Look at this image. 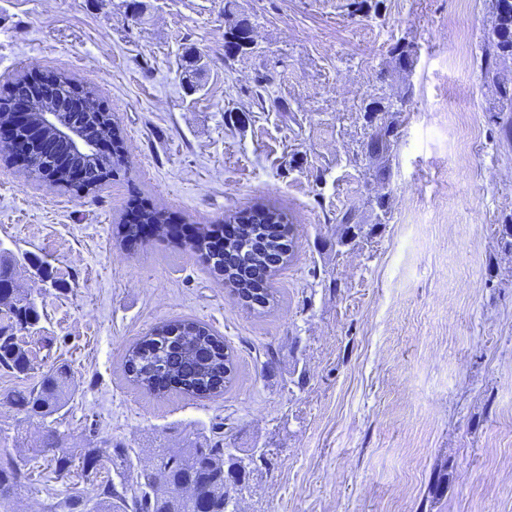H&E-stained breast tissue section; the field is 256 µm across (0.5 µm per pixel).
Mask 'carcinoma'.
<instances>
[{
	"mask_svg": "<svg viewBox=\"0 0 512 512\" xmlns=\"http://www.w3.org/2000/svg\"><path fill=\"white\" fill-rule=\"evenodd\" d=\"M489 2L493 20L482 47V76L485 82L496 87L500 99L511 102V106L499 109L501 116L497 117L496 124L500 135L512 141V88L503 83L499 70L502 61L512 60V0ZM249 32L248 24L235 25L225 41L226 52L231 55L244 51ZM45 78L52 87L49 97L42 96L40 86L24 78L15 82L12 94L32 96L42 110H55L77 98L85 112L84 137L110 138L115 145L111 154L92 161L77 151L61 157H49L35 147L19 159L21 165L33 174L53 178L65 188L66 167L84 163L92 169L87 186L89 191L106 178L126 174L128 160L123 140L112 115L102 107L95 92L76 85L64 73H47ZM378 120L382 121L383 128L372 125L368 133L370 141L381 145V155L376 159L371 177L375 181H388L396 127L392 117L380 116ZM232 222L237 224L235 236L225 238L222 246L215 248L212 241L215 226ZM339 223L343 227L339 239L342 244L355 239L363 231V225L354 222L350 209L342 214ZM144 224L156 225L157 237L161 239L170 235L167 213L155 206L142 210L133 222L126 219L116 225V235L122 240L134 237ZM291 229L292 223L285 210L262 204L226 215L214 225L196 226V236L185 245L213 274L222 278L224 285L243 306L262 313L276 302L272 278L279 267H269L258 278L253 277V269L264 266L269 247L277 244L285 253L293 247ZM13 310L22 319L15 320L8 329H0V369L25 373L29 370V361L25 352L12 342L13 329H23L38 322L39 314L28 303H18ZM124 371L133 384L157 396L210 397L224 392L231 383L235 376V363L229 346L210 325L200 320L181 319L157 325L133 343L124 356ZM67 382V372L59 368L28 390L17 393L14 401L31 415L51 414L63 406ZM36 453L53 456L56 472L60 474L76 465L87 478L98 472L104 456L110 458L113 469L120 473H129L134 467L125 448L116 445L104 450L79 448L67 451L63 449V439L55 431L44 436ZM251 454L250 449L226 448L220 440L205 445L195 442L177 452L163 448L157 455L155 468L137 475L138 493L130 496L123 484L101 483L97 485L95 501L76 492L50 505L49 512H224V498L238 496L247 488L245 484L226 485L225 471L233 466L256 465ZM29 478L30 474L13 459H0V500H8L14 490Z\"/></svg>",
	"mask_w": 512,
	"mask_h": 512,
	"instance_id": "1",
	"label": "carcinoma"
}]
</instances>
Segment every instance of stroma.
I'll use <instances>...</instances> for the list:
<instances>
[{"label":"stroma","instance_id":"35a3bbf8","mask_svg":"<svg viewBox=\"0 0 512 512\" xmlns=\"http://www.w3.org/2000/svg\"><path fill=\"white\" fill-rule=\"evenodd\" d=\"M0 0V97L46 71L95 88L129 169L76 197L0 156V252L40 315L30 369L0 370V455L30 469L9 512L93 496L111 467L60 478L34 456L127 448L136 469L203 438L265 448L240 512H512V144L481 74L488 0ZM252 51L228 55L238 20ZM412 73L396 68L401 43ZM401 97L385 207L361 158L364 106ZM185 224L285 209L294 256L276 304L239 305L188 248L129 251L134 197ZM354 210L374 233L340 244ZM193 318L233 350L217 396L157 397L124 371L156 324ZM66 367L40 417L11 395ZM447 467L439 500L429 489Z\"/></svg>","mask_w":512,"mask_h":512}]
</instances>
